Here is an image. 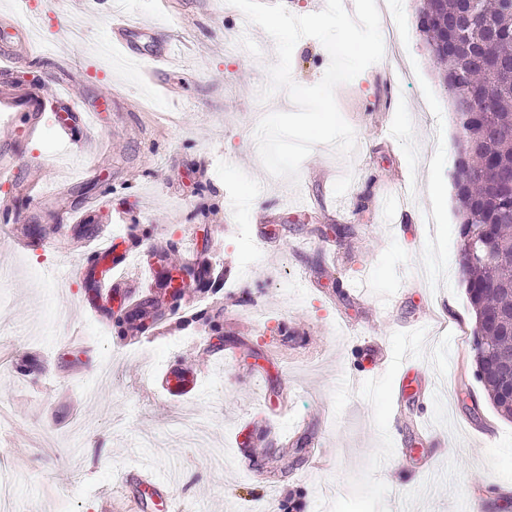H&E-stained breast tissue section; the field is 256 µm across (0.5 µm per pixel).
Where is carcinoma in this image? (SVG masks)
Wrapping results in <instances>:
<instances>
[{
    "mask_svg": "<svg viewBox=\"0 0 512 512\" xmlns=\"http://www.w3.org/2000/svg\"><path fill=\"white\" fill-rule=\"evenodd\" d=\"M462 0H422L420 31L447 88L453 111L481 105L469 123L465 163L454 166L453 184L462 244L459 270L474 313L475 367L496 411L512 419V8L481 0L475 21L461 23ZM477 239L496 259L471 256Z\"/></svg>",
    "mask_w": 512,
    "mask_h": 512,
    "instance_id": "cac0c4a2",
    "label": "carcinoma"
}]
</instances>
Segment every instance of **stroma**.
Here are the masks:
<instances>
[{
    "instance_id": "1",
    "label": "stroma",
    "mask_w": 512,
    "mask_h": 512,
    "mask_svg": "<svg viewBox=\"0 0 512 512\" xmlns=\"http://www.w3.org/2000/svg\"><path fill=\"white\" fill-rule=\"evenodd\" d=\"M82 38L60 48L56 30L66 16L54 0H33L44 29L43 45L24 63L20 85L50 94L60 52L88 75L74 95L99 102L111 96L100 130L111 148L105 180L86 179L93 157L62 158L56 114L45 111L32 142L16 143L21 156L40 155L44 180L59 166L71 183L42 206L27 193L13 195L14 212L32 239L27 251L9 249L0 231V357L14 362L0 377V397L11 407L0 421V472L12 478L18 512H100L111 496L117 512L122 471L150 467L190 512H256L265 484L277 489L280 512H470L472 500L512 512V497L492 488L512 484V421L484 397L475 376L474 315L459 277V215L455 202L438 207L433 183L451 186L458 130L448 92L437 78L417 25L420 0L402 13L384 12L395 49L412 80L399 84L380 61L337 87L341 115L353 128L356 150L344 157L313 148L298 182L264 169L252 127L257 114L290 111L285 92L260 101L275 43L225 0H126L123 17L151 26L158 42H175L180 56L155 82L139 61L113 49L112 68L94 53L105 42L115 0H87ZM235 38L240 51L226 55ZM330 64L320 41L305 37L292 55V77L318 83ZM263 183L258 206L236 208L251 183ZM107 208L86 214L91 226L123 212L119 248L146 247L157 235L171 243L193 236L209 271L202 297L203 324L143 332L112 380L71 377L79 352L68 345L71 328L100 358L117 351L126 325L114 318L100 327L82 313L84 294L74 269L80 243L69 248L47 239L89 200ZM269 236L260 239V214ZM431 226H424L425 216ZM261 242L260 263L246 268L243 252ZM301 277L294 288L291 275ZM402 297L388 310L386 302ZM375 338L393 360L378 382L352 383L363 340ZM236 353L232 369L208 358L199 342ZM413 356L440 390L426 427L434 471L420 477L398 467L390 403L396 362ZM189 362L201 372L196 392L172 405L144 380L145 369ZM294 392L263 436L255 471L239 466L233 444L238 419L261 414L283 386ZM300 430L302 445L282 449L279 434ZM154 447L135 449L140 435ZM223 448V471L206 459Z\"/></svg>"
}]
</instances>
